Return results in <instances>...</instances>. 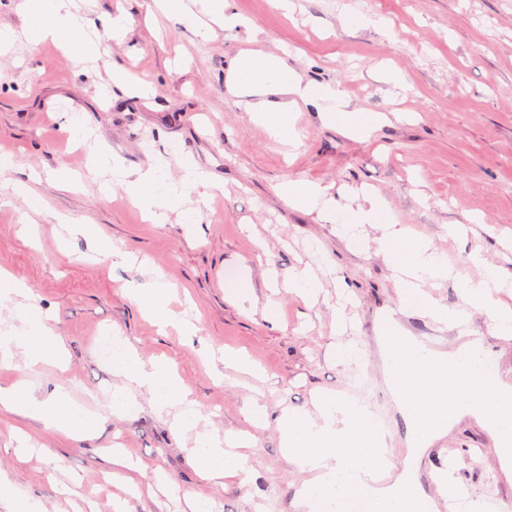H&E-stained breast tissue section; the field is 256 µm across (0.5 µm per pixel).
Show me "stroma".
Returning a JSON list of instances; mask_svg holds the SVG:
<instances>
[{
    "label": "stroma",
    "mask_w": 512,
    "mask_h": 512,
    "mask_svg": "<svg viewBox=\"0 0 512 512\" xmlns=\"http://www.w3.org/2000/svg\"><path fill=\"white\" fill-rule=\"evenodd\" d=\"M152 0H81V10L101 36L102 58L80 67L53 44L18 42L0 56V153L14 166L0 193V266L21 279L29 304L49 316L68 358L66 372L45 367L29 381L42 399L67 389L72 398L98 410L122 380L102 361L96 341L110 331L123 336L143 359L164 356L176 366L190 392L221 431L244 428L243 413L258 401L271 420L256 430L244 483L200 479L190 450L192 435L179 432L174 413H158L151 395L135 389L137 410L105 422L96 438H67L36 419L0 409V512H14L17 499L38 502L43 512H73L61 488L76 486L96 502L95 512H187L185 496L210 497L216 512H300L295 493L306 476L283 457L276 420L282 410L309 411L319 391L364 395L380 419L402 464L406 426L385 387L378 350L363 362L329 359L330 344H367L382 314L399 310L409 335L426 332L429 318L400 311L394 272L375 253L374 229L358 247L336 236L316 214L291 208L277 185L305 179L342 198L348 187L366 186L383 195L399 223L427 236L462 276L478 271L469 261L481 250L512 280L502 239L512 237V0H294L292 17L272 0H231L248 31L216 28L202 42L179 19L149 22ZM128 15L124 38L109 37L117 8ZM385 17L387 28L348 27L345 12ZM244 49L287 57L309 78L338 85L360 108L386 114L406 112L362 141L324 125L317 112L301 110L303 144L288 150L252 123L224 84L230 60ZM378 67L399 70L405 91L376 80ZM127 70L151 82L148 97L113 87L112 74ZM83 120L94 135L131 169L151 164L178 177L189 156L224 184L222 192L192 197L195 224L171 213L167 223L143 221L125 185L87 169L85 154L68 141L64 122ZM66 169L81 174L71 190L35 181L38 173ZM43 214L32 233L20 231L31 196ZM85 218L93 233H75L59 216ZM479 224L467 237L445 236L448 224ZM120 249L105 255V244ZM325 252L336 267L325 295L308 305L289 293L298 268ZM246 267L256 298L244 309L224 295V278ZM164 276L176 291L172 303L197 323V336L158 330L125 294L129 283L147 288ZM349 289L356 304L346 330L336 327V300ZM282 311L279 328L261 314L267 301ZM503 378L512 380V340L493 333L489 316L470 319ZM244 351L259 377L225 369L224 352ZM27 442L32 453L18 461ZM126 453L157 480L153 494L106 484V450ZM457 461L451 475L473 499L497 497L512 512V478L506 477L489 433L465 419L425 455L432 462L447 449Z\"/></svg>",
    "instance_id": "1"
}]
</instances>
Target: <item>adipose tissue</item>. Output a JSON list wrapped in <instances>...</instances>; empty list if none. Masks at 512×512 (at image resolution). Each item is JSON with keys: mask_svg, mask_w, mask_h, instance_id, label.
<instances>
[{"mask_svg": "<svg viewBox=\"0 0 512 512\" xmlns=\"http://www.w3.org/2000/svg\"><path fill=\"white\" fill-rule=\"evenodd\" d=\"M153 2L164 15L189 24L204 40L212 36L214 26L235 31L246 25L241 16L229 9V0ZM73 3L74 0H24V33L29 44L36 46L49 40L62 47L74 61L97 58L99 41L87 33L84 20L73 11ZM226 85L252 122L264 127L275 141L294 148L301 145L303 137L296 125V114L305 106L314 109L324 124L362 140L389 121L384 113L352 107L337 86L304 80L284 57L275 54L240 51L231 62ZM66 130L70 139L85 146L92 168L111 171L113 177L126 184L145 220L151 223H164L168 213L178 210L182 211L185 222L194 223V212L185 207L187 199L194 194L210 195L219 187L193 160L181 163L180 176L175 180L156 165L130 170L92 139L80 120L68 119ZM277 193L292 208L318 212L325 221L335 224L340 236L362 235L369 226L376 229V253L397 275L402 308L451 326L467 320L471 312L483 311L491 317L496 335L512 338V310L502 307L493 294L502 280L501 269L484 259L480 251H473L469 256L470 263L480 268V278H465L449 266L429 238L397 223L387 201L378 192L349 188L351 202L343 206L314 182L288 179L278 184ZM447 279L456 280L462 290L461 305L452 309L427 289L429 283ZM127 293L160 328L174 327L184 336L197 334V325L172 309L173 293L164 280H155L149 288L128 284ZM28 296L25 283L0 267V306L13 309L19 320L18 325L0 329V365L35 373L47 364H63L64 358L48 316L28 305ZM114 342L117 351L112 369L127 384L113 391L104 411L87 409L65 391L57 392L50 399H40L24 383L0 386V408L38 419L65 436L79 434L88 439L102 421L123 417L137 408L138 403L130 392L135 385L151 393L159 412L179 407L178 427L195 435L192 454L203 481L246 479L245 450L252 445L250 432H220L190 400L187 387L168 360L146 361L122 337H115Z\"/></svg>", "mask_w": 512, "mask_h": 512, "instance_id": "adipose-tissue-1", "label": "adipose tissue"}]
</instances>
